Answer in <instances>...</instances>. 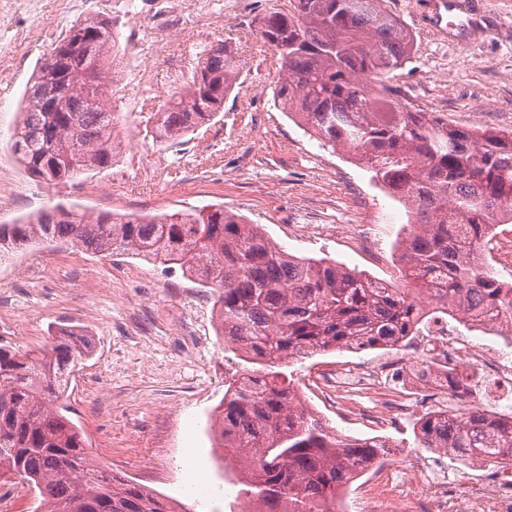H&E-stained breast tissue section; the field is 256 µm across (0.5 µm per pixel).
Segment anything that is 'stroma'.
I'll use <instances>...</instances> for the list:
<instances>
[{
    "label": "stroma",
    "instance_id": "1",
    "mask_svg": "<svg viewBox=\"0 0 512 512\" xmlns=\"http://www.w3.org/2000/svg\"><path fill=\"white\" fill-rule=\"evenodd\" d=\"M426 0H388L413 38L397 72L403 97L449 126L512 130V0H472L471 44L439 38L417 23ZM288 0H79L59 15L42 0L39 21L16 11L0 24V224L61 205L92 214L162 216L204 205L260 225L289 254L328 258L380 282L399 283L406 207L371 178L352 153L329 151L273 101V50L258 20ZM87 19L114 25L122 54L112 110L119 134L135 130L106 171L44 185L13 154L23 94L37 65L68 29ZM228 41L242 74L224 109L179 144L141 132L142 105H161L193 70L205 46ZM193 294L208 317L205 339L182 353V297ZM217 294L180 268L124 255L95 254L68 242L0 248V346L41 348L76 328L93 355L74 371L63 400L86 451L118 477L190 507L230 512L223 451L213 422L228 387L225 364L242 361L218 331ZM382 349L319 354L295 364V387L308 409L339 435L389 437L414 444L413 427L379 430L347 420L310 398L322 369L338 361H382Z\"/></svg>",
    "mask_w": 512,
    "mask_h": 512
}]
</instances>
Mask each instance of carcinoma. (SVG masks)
Segmentation results:
<instances>
[{"label":"carcinoma","instance_id":"1","mask_svg":"<svg viewBox=\"0 0 512 512\" xmlns=\"http://www.w3.org/2000/svg\"><path fill=\"white\" fill-rule=\"evenodd\" d=\"M259 32L280 60L274 104L322 148L354 152L410 204L418 230L403 241L401 285L295 257L221 206L159 218L60 209L0 224V242H75L175 264L215 286L222 336L262 365L224 394L221 436L250 472L245 493L258 512H281L284 499L294 512H335L338 488L389 445L330 433L296 401L283 368L320 352L402 343L420 331L418 298L427 293L452 317L483 305L512 319V287L475 270L471 251L497 217H512V131L450 128L402 101L389 81L410 58L412 38L384 0H288L287 10L260 19ZM53 57L56 70L40 65L26 90L12 149L31 174L72 181L112 167L117 155L109 88L118 46L112 28L86 19ZM240 74L231 45L209 46L162 107L145 113L146 136L181 142L222 111ZM90 354L72 331L34 353L0 347V476L26 483L45 512H176L162 495L90 461L78 428L55 406L70 364ZM413 433L417 447L453 456L512 448V419L482 413L452 422L424 416Z\"/></svg>","mask_w":512,"mask_h":512}]
</instances>
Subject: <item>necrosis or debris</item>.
<instances>
[{
  "label": "necrosis or debris",
  "instance_id": "necrosis-or-debris-1",
  "mask_svg": "<svg viewBox=\"0 0 512 512\" xmlns=\"http://www.w3.org/2000/svg\"><path fill=\"white\" fill-rule=\"evenodd\" d=\"M469 329L447 316L430 319L416 342L372 366L337 363L321 380L324 399L349 397V412L380 425L420 413L456 416L497 405L512 410V345L502 336V313L482 308ZM441 460L411 449L380 460L381 489L366 497L367 512H512V467L495 458L469 456L465 475L449 478Z\"/></svg>",
  "mask_w": 512,
  "mask_h": 512
}]
</instances>
